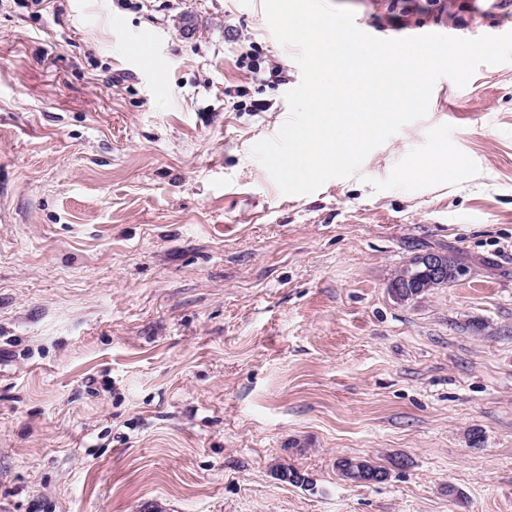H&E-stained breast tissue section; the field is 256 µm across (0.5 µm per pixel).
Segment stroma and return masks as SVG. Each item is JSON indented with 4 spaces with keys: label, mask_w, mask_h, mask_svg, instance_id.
Segmentation results:
<instances>
[{
    "label": "stroma",
    "mask_w": 512,
    "mask_h": 512,
    "mask_svg": "<svg viewBox=\"0 0 512 512\" xmlns=\"http://www.w3.org/2000/svg\"><path fill=\"white\" fill-rule=\"evenodd\" d=\"M332 2L512 32V0ZM300 78L261 0H0V512H512V62L286 195L251 148ZM438 145L447 183L408 178ZM424 251L468 275L396 302ZM353 461L358 462V466L355 467L359 470V475L355 473ZM336 467L340 476L351 483H380L389 477L387 469L360 458H341L337 461Z\"/></svg>",
    "instance_id": "1"
}]
</instances>
